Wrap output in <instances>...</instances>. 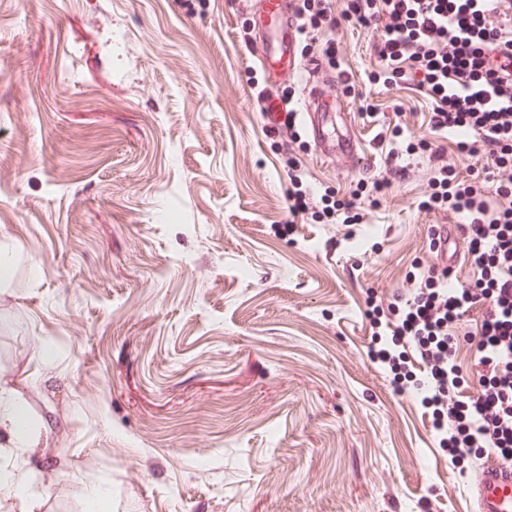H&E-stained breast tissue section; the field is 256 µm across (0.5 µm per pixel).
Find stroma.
Returning a JSON list of instances; mask_svg holds the SVG:
<instances>
[{
    "label": "stroma",
    "mask_w": 512,
    "mask_h": 512,
    "mask_svg": "<svg viewBox=\"0 0 512 512\" xmlns=\"http://www.w3.org/2000/svg\"><path fill=\"white\" fill-rule=\"evenodd\" d=\"M341 9L301 49L336 48L360 172L257 112L255 0H0V387L37 439L0 432V471L42 512H86L91 478L112 512H472L369 350L449 221L422 206L429 149L463 180L487 160L413 81L376 82L379 32ZM292 157L358 221L287 233Z\"/></svg>",
    "instance_id": "35a3bbf8"
}]
</instances>
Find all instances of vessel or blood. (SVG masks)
I'll return each instance as SVG.
<instances>
[{
  "label": "vessel or blood",
  "instance_id": "obj_1",
  "mask_svg": "<svg viewBox=\"0 0 512 512\" xmlns=\"http://www.w3.org/2000/svg\"><path fill=\"white\" fill-rule=\"evenodd\" d=\"M291 4L292 0H258L257 3L258 9L270 20L269 29L260 38L258 59L272 77L281 68L294 74L306 66L304 56L298 51L301 25ZM323 100L320 84H310L306 89L301 123L316 155L325 160L341 154L351 170L365 168L367 159L351 134L333 137L324 130L318 119ZM471 489L473 512H512V465L493 458L486 460L473 479Z\"/></svg>",
  "mask_w": 512,
  "mask_h": 512
}]
</instances>
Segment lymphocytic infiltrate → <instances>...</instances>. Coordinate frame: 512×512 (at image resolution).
Masks as SVG:
<instances>
[{"label":"lymphocytic infiltrate","mask_w":512,"mask_h":512,"mask_svg":"<svg viewBox=\"0 0 512 512\" xmlns=\"http://www.w3.org/2000/svg\"><path fill=\"white\" fill-rule=\"evenodd\" d=\"M341 15L380 27L385 84L407 78L426 90L434 131L466 132L470 150L487 152L484 177L468 182L440 166L424 202L466 215L473 287L447 286L434 272L414 284L375 320L390 339L374 357L396 390L419 391L451 465L491 456L512 464V0H343ZM489 192L497 210L486 206ZM476 306L481 328L468 343L480 389L468 396L451 328Z\"/></svg>","instance_id":"obj_1"}]
</instances>
